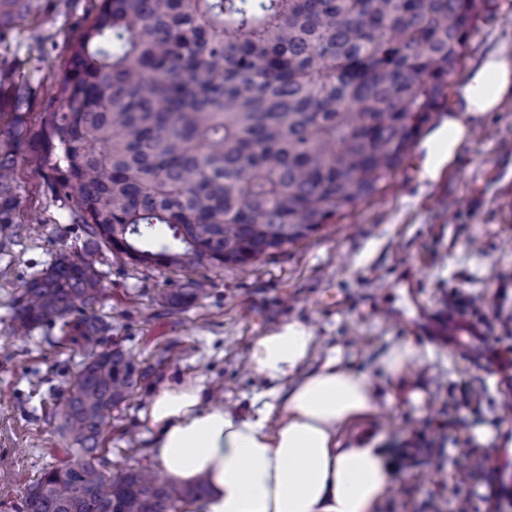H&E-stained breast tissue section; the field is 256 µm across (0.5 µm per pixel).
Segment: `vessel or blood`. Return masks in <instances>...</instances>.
Segmentation results:
<instances>
[{
    "instance_id": "1",
    "label": "vessel or blood",
    "mask_w": 512,
    "mask_h": 512,
    "mask_svg": "<svg viewBox=\"0 0 512 512\" xmlns=\"http://www.w3.org/2000/svg\"><path fill=\"white\" fill-rule=\"evenodd\" d=\"M425 330L438 348L451 350L471 363L486 361L494 352L487 333L466 312L452 307L435 313L418 311ZM506 450H498L494 463L490 496L501 499L512 497V472L503 464Z\"/></svg>"
}]
</instances>
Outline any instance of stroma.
<instances>
[{"instance_id":"stroma-1","label":"stroma","mask_w":512,"mask_h":512,"mask_svg":"<svg viewBox=\"0 0 512 512\" xmlns=\"http://www.w3.org/2000/svg\"><path fill=\"white\" fill-rule=\"evenodd\" d=\"M101 0H31L0 16V157L13 162L16 207L0 234V512H19L43 468L67 459L50 414L89 353L59 323L27 336L11 331L15 298L60 254L94 249L104 295L95 314L145 369L134 395L113 410L103 467L155 468L142 414L159 386L186 377L223 385L225 407L250 413L269 385L253 370L256 338L291 319L316 336L308 369L341 347L370 376L379 411L363 432L380 437L395 478L379 512H512L485 488L496 449L512 451V100L477 119L456 163L420 180L412 150L386 187L321 230L261 258L249 271L135 267L83 232L73 196L45 162L51 112L63 103L66 64ZM512 52V0H490L448 79L457 83L490 51ZM191 279L206 294L174 308L164 296ZM463 304L505 357L494 369L437 351L412 323L417 307ZM409 340L414 360L399 381L385 377L390 348ZM423 400L413 403L412 391Z\"/></svg>"}]
</instances>
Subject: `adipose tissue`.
<instances>
[{
    "label": "adipose tissue",
    "mask_w": 512,
    "mask_h": 512,
    "mask_svg": "<svg viewBox=\"0 0 512 512\" xmlns=\"http://www.w3.org/2000/svg\"><path fill=\"white\" fill-rule=\"evenodd\" d=\"M512 99V54L487 55L458 88L456 106L421 144L420 177L450 166L473 119ZM312 330L298 321L256 339L250 360L270 382L262 409L238 414L207 403L199 379L162 386L144 416L154 460L178 483L206 479L183 512H376L393 479L379 438L358 433L378 410L369 376L331 348L313 371Z\"/></svg>",
    "instance_id": "obj_1"
}]
</instances>
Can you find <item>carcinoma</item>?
Wrapping results in <instances>:
<instances>
[{
  "label": "carcinoma",
  "mask_w": 512,
  "mask_h": 512,
  "mask_svg": "<svg viewBox=\"0 0 512 512\" xmlns=\"http://www.w3.org/2000/svg\"><path fill=\"white\" fill-rule=\"evenodd\" d=\"M483 2L102 0L50 114L60 187L86 233L137 267L251 266L384 189L447 105ZM3 168L0 230L16 207ZM102 292L91 255L62 254L15 301L18 335L70 317L93 350L54 405L75 460L43 469L22 512H178L205 491L101 468L107 418L142 376L102 346Z\"/></svg>",
  "instance_id": "carcinoma-1"
}]
</instances>
